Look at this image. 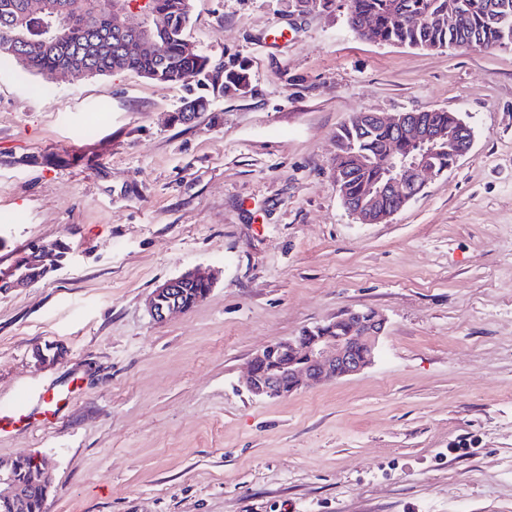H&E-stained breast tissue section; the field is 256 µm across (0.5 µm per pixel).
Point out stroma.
Instances as JSON below:
<instances>
[{"mask_svg":"<svg viewBox=\"0 0 512 512\" xmlns=\"http://www.w3.org/2000/svg\"><path fill=\"white\" fill-rule=\"evenodd\" d=\"M348 0H193L187 40L244 62L243 97L174 122L195 80L52 83L0 61V460L49 462L46 512H512V48L361 39ZM456 113L470 152L382 224L332 180L362 111ZM210 293L155 321L187 270ZM348 309L387 319L364 372L276 399L251 356ZM53 244L54 242L37 245L33 247L29 253L21 256V258L18 259L12 267L5 271L0 270V288L2 287L3 291L9 292L11 290H17L19 288H25L33 285L35 282H31L27 278L26 272L23 270V266L32 262L35 256L49 252L54 248ZM188 277L190 278L187 279ZM192 278H202L212 284L207 276H203L194 271H187L176 278L165 281L152 291L148 298L147 308L154 320L163 322L167 320L173 312L189 309L206 297L207 293L210 291L211 285ZM182 282L183 285L182 288H180L178 297L181 305L185 309L181 308L179 304L172 302V294L175 292L176 288L181 286Z\"/></svg>","mask_w":512,"mask_h":512,"instance_id":"35a3bbf8","label":"stroma"}]
</instances>
